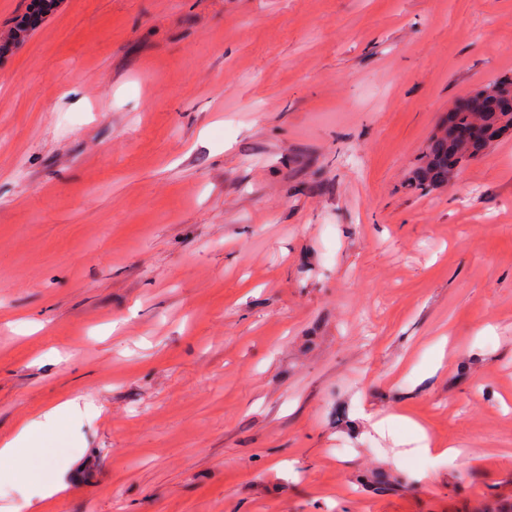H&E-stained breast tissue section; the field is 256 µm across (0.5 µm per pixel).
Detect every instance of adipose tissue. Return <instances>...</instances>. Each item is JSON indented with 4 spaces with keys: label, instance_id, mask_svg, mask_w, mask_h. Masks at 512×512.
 Segmentation results:
<instances>
[{
    "label": "adipose tissue",
    "instance_id": "ef3b65f1",
    "mask_svg": "<svg viewBox=\"0 0 512 512\" xmlns=\"http://www.w3.org/2000/svg\"><path fill=\"white\" fill-rule=\"evenodd\" d=\"M76 401L69 400L43 412L37 419L22 425L16 435L0 443V483L27 482L36 487L41 501L53 500L65 484L60 478L45 476L42 470L19 471L15 463L18 459L30 455L40 458L49 457L53 452L51 434L63 431L67 417L75 410Z\"/></svg>",
    "mask_w": 512,
    "mask_h": 512
}]
</instances>
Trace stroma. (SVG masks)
<instances>
[{
    "label": "stroma",
    "instance_id": "stroma-1",
    "mask_svg": "<svg viewBox=\"0 0 512 512\" xmlns=\"http://www.w3.org/2000/svg\"><path fill=\"white\" fill-rule=\"evenodd\" d=\"M512 0H57L0 55V512H512ZM458 456L442 455L445 447ZM496 86L512 89V79H496L488 83L475 95L465 99L457 113L460 126L457 125L456 128L467 126L471 122H480V136L475 140H469L468 144L458 141L457 136L448 134L446 127L423 155L422 163L413 176L415 183L411 185L429 191L448 184V181L457 176L459 163L465 157L490 147L501 135L502 130L512 128V113L506 112L512 109V93L510 95L504 90L497 95L504 102L506 111L497 110L493 106L494 97L484 95L486 89ZM77 406L76 399L61 403L25 423L13 438L0 443V486L2 482L30 483L36 487L40 500L47 503L65 490L64 482L59 477H46L43 468L21 472L15 467V462L26 455L49 457L54 448L48 432L61 434L64 421Z\"/></svg>",
    "mask_w": 512,
    "mask_h": 512
}]
</instances>
